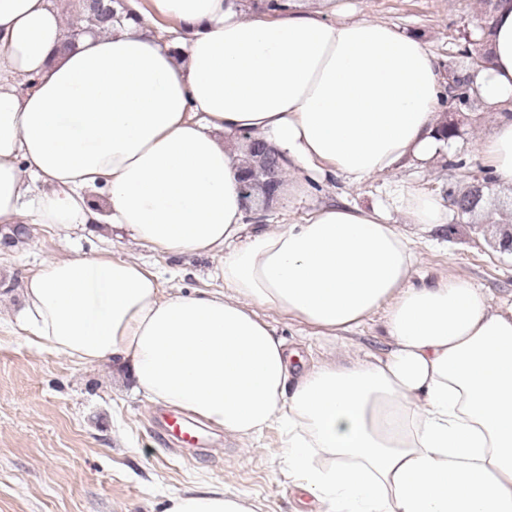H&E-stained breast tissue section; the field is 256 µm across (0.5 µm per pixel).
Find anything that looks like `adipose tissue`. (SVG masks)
<instances>
[{"mask_svg":"<svg viewBox=\"0 0 512 512\" xmlns=\"http://www.w3.org/2000/svg\"><path fill=\"white\" fill-rule=\"evenodd\" d=\"M114 9L108 30L64 52L58 0H0V223L108 224L166 255L219 257L224 288L167 295L139 262L52 260L24 288L37 342L127 371L156 403L238 438L287 426L288 477L318 512H512V297L490 303L452 275L412 283L411 242L379 207L246 230L240 136L264 139L298 180L360 181L442 150L448 81L427 46L301 0ZM481 54L468 86L501 115L481 152L512 184V0H496ZM393 205L448 221L417 191ZM258 304L332 337L384 311L389 349L296 371ZM165 512L256 509L216 484Z\"/></svg>","mask_w":512,"mask_h":512,"instance_id":"ef3b65f1","label":"adipose tissue"}]
</instances>
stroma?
Returning <instances> with one entry per match:
<instances>
[{
  "mask_svg": "<svg viewBox=\"0 0 512 512\" xmlns=\"http://www.w3.org/2000/svg\"><path fill=\"white\" fill-rule=\"evenodd\" d=\"M356 16L381 19L426 42L445 71L464 73L477 64L476 19L482 0H335ZM445 119L454 121L448 147L425 165L351 182L340 176L309 181L287 205L265 211L277 228L301 221L321 204L388 205L395 191L411 188L447 200L451 191L489 175L479 145L496 123L474 97L449 96ZM390 222L413 242L415 275L453 274L482 288L491 302L512 296V252L500 249L512 229V188L492 182L481 211L449 210L447 223L427 227L391 209ZM100 255L152 266L163 288L185 293L223 289L218 258L166 256L105 226L62 232L29 225L26 235L0 252V512H164L169 496L192 487L221 484L257 505V512H309L303 492L284 474L286 436L272 426L252 439L215 430L204 449H168L154 416L161 406L137 394L111 365H80L32 344L18 331L28 277L56 259ZM259 314L298 351L303 366L324 360L349 365L382 356L383 313L345 340L311 337L306 325L276 310Z\"/></svg>",
  "mask_w": 512,
  "mask_h": 512,
  "instance_id": "35a3bbf8",
  "label": "stroma"
}]
</instances>
